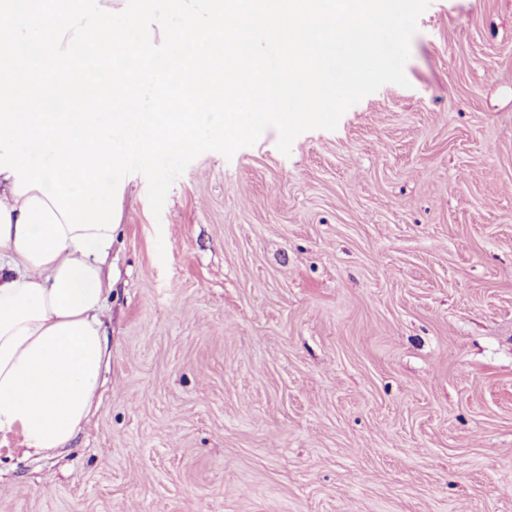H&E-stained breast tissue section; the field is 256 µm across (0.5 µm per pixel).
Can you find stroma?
Instances as JSON below:
<instances>
[{
	"label": "stroma",
	"instance_id": "35a3bbf8",
	"mask_svg": "<svg viewBox=\"0 0 512 512\" xmlns=\"http://www.w3.org/2000/svg\"><path fill=\"white\" fill-rule=\"evenodd\" d=\"M408 87L290 154L128 184L107 357L0 512H512V0H432Z\"/></svg>",
	"mask_w": 512,
	"mask_h": 512
}]
</instances>
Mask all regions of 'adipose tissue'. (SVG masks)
I'll use <instances>...</instances> for the list:
<instances>
[{"label": "adipose tissue", "mask_w": 512, "mask_h": 512, "mask_svg": "<svg viewBox=\"0 0 512 512\" xmlns=\"http://www.w3.org/2000/svg\"><path fill=\"white\" fill-rule=\"evenodd\" d=\"M14 185L0 173V435L47 455L67 446L96 396L115 234L69 231L40 190Z\"/></svg>", "instance_id": "adipose-tissue-1"}]
</instances>
